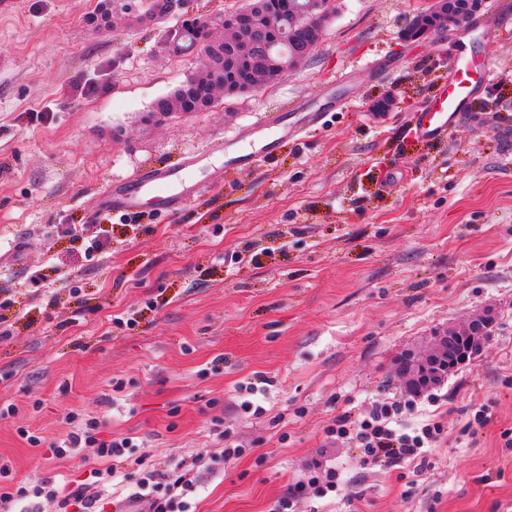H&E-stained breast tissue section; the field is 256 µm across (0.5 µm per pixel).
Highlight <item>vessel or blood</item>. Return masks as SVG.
Masks as SVG:
<instances>
[{
	"label": "vessel or blood",
	"instance_id": "obj_1",
	"mask_svg": "<svg viewBox=\"0 0 512 512\" xmlns=\"http://www.w3.org/2000/svg\"><path fill=\"white\" fill-rule=\"evenodd\" d=\"M450 79L438 94L416 112L410 132L415 137L433 140L444 137L456 125L461 111L471 98L480 78L465 56L451 60ZM139 189L152 194L157 206L170 210L188 192L181 171H146L134 177Z\"/></svg>",
	"mask_w": 512,
	"mask_h": 512
}]
</instances>
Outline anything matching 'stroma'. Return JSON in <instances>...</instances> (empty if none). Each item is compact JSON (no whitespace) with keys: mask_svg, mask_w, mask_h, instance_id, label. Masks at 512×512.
<instances>
[{"mask_svg":"<svg viewBox=\"0 0 512 512\" xmlns=\"http://www.w3.org/2000/svg\"><path fill=\"white\" fill-rule=\"evenodd\" d=\"M100 2L0 0L9 492L84 474L81 458L47 449L72 413L153 462L209 459L194 512H270L317 462L339 487L295 512H512L500 437L512 429V0H481V27L428 44L402 32L431 0H331L321 40L279 83L160 123L153 101L201 67L165 50V30L240 0H184L160 22L119 12L104 32L89 23ZM462 52L491 82L447 136L411 140L414 112ZM383 98L389 111H376ZM244 149L257 162L229 164ZM167 168L205 191L174 211L146 196L99 205L113 184ZM64 224L112 244L89 258ZM34 270L48 295L29 288ZM486 310L495 325L479 354L411 396L396 358ZM391 403L404 408L394 429L442 421L425 465L365 466L326 434ZM227 446L244 453L221 461Z\"/></svg>","mask_w":512,"mask_h":512,"instance_id":"1","label":"stroma"}]
</instances>
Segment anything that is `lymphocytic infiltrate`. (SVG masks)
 <instances>
[{
	"mask_svg": "<svg viewBox=\"0 0 512 512\" xmlns=\"http://www.w3.org/2000/svg\"><path fill=\"white\" fill-rule=\"evenodd\" d=\"M401 412L400 406L390 404L376 408L355 422L340 416L327 434L332 440L353 444L366 465L385 459L414 462L421 459L424 449L440 441L444 427L440 422L431 421L410 434L393 429L391 423ZM132 446L133 441L128 437L101 439L95 421H77L65 438L50 444V452L59 459L78 455L95 462L103 459L107 462L106 468L95 467L86 478L61 485L43 481L33 488L34 500L26 512H39L44 500L53 502L56 512H107L110 504L105 492L107 484L112 476L131 465L139 468L131 499L144 503V512H191L187 495L198 471L205 465L203 458L182 460L164 468L141 457L131 458Z\"/></svg>",
	"mask_w": 512,
	"mask_h": 512,
	"instance_id": "lymphocytic-infiltrate-1",
	"label": "lymphocytic infiltrate"
}]
</instances>
